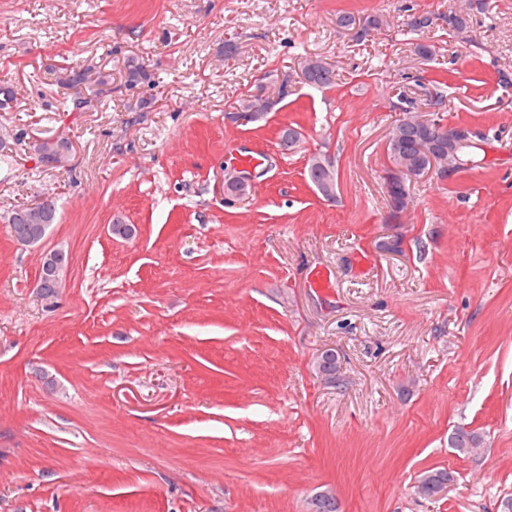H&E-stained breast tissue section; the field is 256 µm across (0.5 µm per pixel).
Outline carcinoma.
<instances>
[{"mask_svg": "<svg viewBox=\"0 0 512 512\" xmlns=\"http://www.w3.org/2000/svg\"><path fill=\"white\" fill-rule=\"evenodd\" d=\"M406 27L411 32L423 33L433 28L436 20L440 19L448 26V35L458 37L460 46L472 43L469 39L470 14L456 10L435 17L429 13H417L406 6ZM382 20L377 15L356 18L350 13L337 17V25L346 30L355 31V37L365 39L372 31L381 27ZM303 76L311 84L318 87H330L336 84V70L320 59H310L303 67ZM444 102V94L437 88L425 91L421 102L405 98L401 94L394 111L403 113L389 129L386 149L391 162L387 170L385 182L389 190L392 207L400 211L410 200V175L419 177L427 174L432 166H440L442 160L448 158V150L452 149L457 155L458 167H475L474 149L477 144L473 133L468 131L460 140L448 142V128L439 121L431 119L420 122L415 113L440 111ZM308 176L317 190L331 188L330 197H335L337 175L333 160L326 155H313L308 162ZM58 216L57 202H37L31 206L18 207L5 216L6 223L11 225L13 238L22 242L30 236L32 227L36 224L48 226L56 223ZM69 258L65 251L53 255V263L59 272L51 274L47 271L40 273L36 280L37 292L51 297L61 287L63 273L68 266ZM482 443L481 435L465 427L456 428L450 436V446L460 454H467L471 449ZM451 482V475L444 470L429 471L420 480L418 492L428 498L438 496ZM313 512H341L340 504L333 495H320L313 502Z\"/></svg>", "mask_w": 512, "mask_h": 512, "instance_id": "carcinoma-1", "label": "carcinoma"}]
</instances>
